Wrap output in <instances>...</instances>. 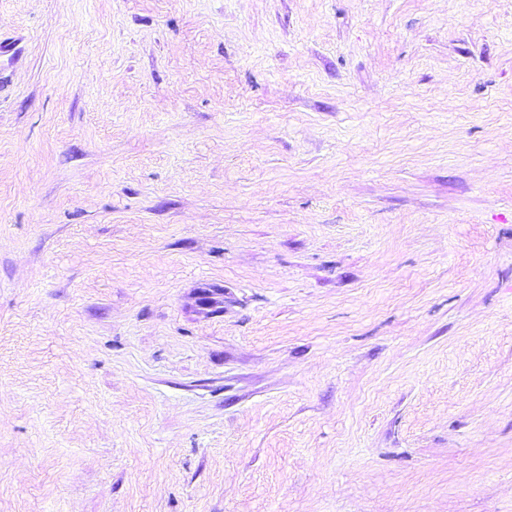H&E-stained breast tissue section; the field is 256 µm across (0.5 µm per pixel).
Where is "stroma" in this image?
I'll return each instance as SVG.
<instances>
[{"mask_svg": "<svg viewBox=\"0 0 512 512\" xmlns=\"http://www.w3.org/2000/svg\"><path fill=\"white\" fill-rule=\"evenodd\" d=\"M0 512H512V0H0Z\"/></svg>", "mask_w": 512, "mask_h": 512, "instance_id": "obj_1", "label": "stroma"}]
</instances>
